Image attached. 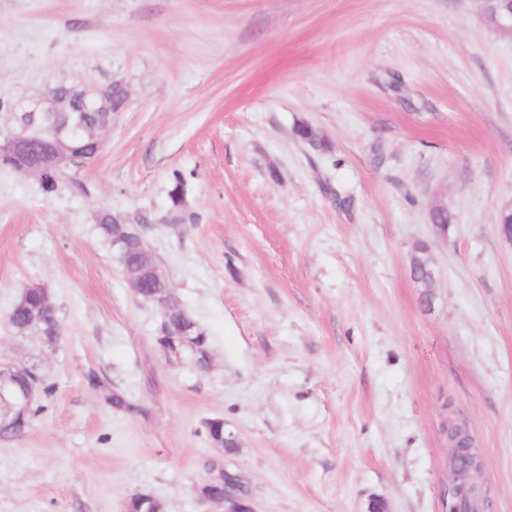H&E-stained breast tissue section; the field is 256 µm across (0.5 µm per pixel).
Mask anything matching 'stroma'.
Here are the masks:
<instances>
[{
	"label": "stroma",
	"instance_id": "35a3bbf8",
	"mask_svg": "<svg viewBox=\"0 0 512 512\" xmlns=\"http://www.w3.org/2000/svg\"><path fill=\"white\" fill-rule=\"evenodd\" d=\"M483 7L0 0V128L51 85L127 91L82 189L0 168V367L51 388L22 436L0 435V512H124L135 492L208 512L195 487L219 467L255 512H447L451 419L492 512H512V34ZM103 210L146 218L209 369L159 348L161 313L100 238ZM422 242L429 308L409 265ZM36 284L63 326L51 346L8 322ZM211 418L235 451L208 442Z\"/></svg>",
	"mask_w": 512,
	"mask_h": 512
}]
</instances>
